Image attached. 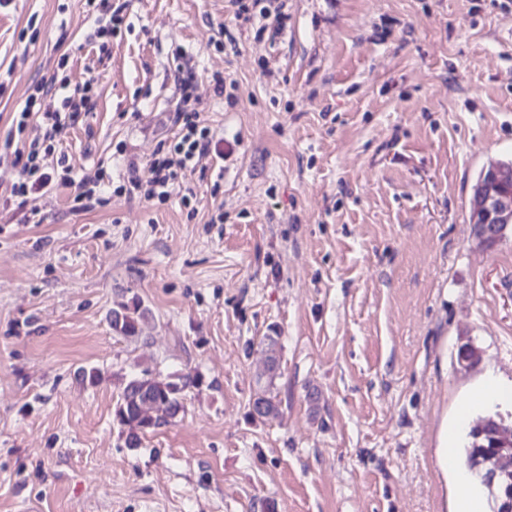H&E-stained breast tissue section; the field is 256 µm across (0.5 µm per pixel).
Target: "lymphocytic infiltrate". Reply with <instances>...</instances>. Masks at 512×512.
<instances>
[{"instance_id":"1","label":"lymphocytic infiltrate","mask_w":512,"mask_h":512,"mask_svg":"<svg viewBox=\"0 0 512 512\" xmlns=\"http://www.w3.org/2000/svg\"><path fill=\"white\" fill-rule=\"evenodd\" d=\"M97 82L95 73H88L83 83L85 95L77 99L70 94L66 80H53L54 94L60 100L56 108L39 107L38 102L44 95L43 86H36L28 96L24 108L16 116L15 135L0 142V162L9 164L17 172L10 186L12 197L25 201L48 188L64 186L75 189V200L82 209L90 210L104 204V169H96L94 174L77 179L65 159H58L53 167L44 164L45 157L58 146L63 131L81 114L91 111L88 93ZM170 123L178 130L175 142L165 154L154 155L150 160L148 180L128 177L125 184L127 193H137L148 200H166L171 184L185 172L195 170L212 153L218 152V140L208 127L200 124L195 110L185 107L175 110Z\"/></svg>"}]
</instances>
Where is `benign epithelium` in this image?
<instances>
[{"label":"benign epithelium","instance_id":"benign-epithelium-1","mask_svg":"<svg viewBox=\"0 0 512 512\" xmlns=\"http://www.w3.org/2000/svg\"><path fill=\"white\" fill-rule=\"evenodd\" d=\"M512 187V166L499 162L482 169L480 190L472 202L479 211L482 234L474 235L480 245L492 249L512 234V194L504 189ZM500 447L489 448L485 462L489 464L484 476L486 485L494 495V512H512V431L504 430L494 422Z\"/></svg>","mask_w":512,"mask_h":512}]
</instances>
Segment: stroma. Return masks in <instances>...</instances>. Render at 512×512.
<instances>
[{
  "label": "stroma",
  "mask_w": 512,
  "mask_h": 512,
  "mask_svg": "<svg viewBox=\"0 0 512 512\" xmlns=\"http://www.w3.org/2000/svg\"><path fill=\"white\" fill-rule=\"evenodd\" d=\"M271 5L281 24L127 0L96 50L86 0L0 8V141L34 85L95 68L60 148L108 161L117 188L89 211L66 187L21 208L0 170V512H454L443 424L489 380L503 395L471 417L512 416V237L484 249L469 222L480 169L512 160V0ZM185 64L233 152L166 201L121 193L175 137ZM133 302L148 318L126 340L109 315ZM146 367L198 382L132 447L114 408ZM267 335L261 341V346L266 353V362L263 373L260 377L266 376L268 379V385L260 388L252 402V414L265 419L276 418L279 413V402L276 401V396L273 395L270 387L272 386L273 380L277 376V370L279 368L278 359V337Z\"/></svg>",
  "instance_id": "1"
}]
</instances>
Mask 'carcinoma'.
<instances>
[{
	"instance_id": "cac0c4a2",
	"label": "carcinoma",
	"mask_w": 512,
	"mask_h": 512,
	"mask_svg": "<svg viewBox=\"0 0 512 512\" xmlns=\"http://www.w3.org/2000/svg\"><path fill=\"white\" fill-rule=\"evenodd\" d=\"M144 318V312L140 311L139 305L121 303L112 310V330L119 336L134 339L140 334ZM261 346L266 353L263 375L267 377L268 385L256 392L252 402V414L273 419L280 413L279 402L270 389L279 368L278 337L270 334L265 336ZM196 382L197 377L189 372L166 382L154 379L147 369L131 376L114 409V421L127 432L129 444L138 445L141 436L166 423L167 419L176 417L184 409L182 393ZM489 419L491 416L486 415L469 426L464 446L460 450L465 468L477 478L481 477L479 451L491 445L486 431V421Z\"/></svg>"
}]
</instances>
